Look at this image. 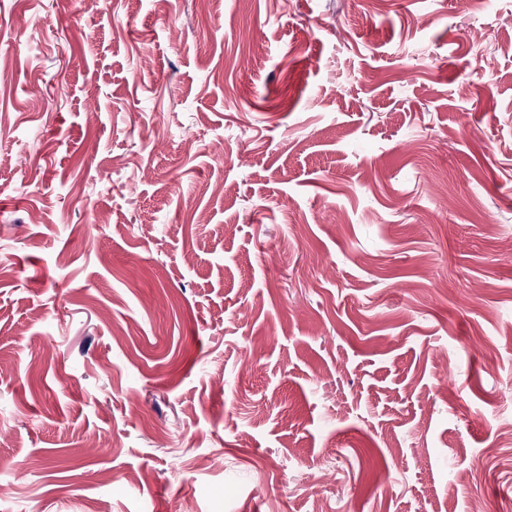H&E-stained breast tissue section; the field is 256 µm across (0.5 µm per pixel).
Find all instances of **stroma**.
<instances>
[{
    "label": "stroma",
    "instance_id": "1",
    "mask_svg": "<svg viewBox=\"0 0 512 512\" xmlns=\"http://www.w3.org/2000/svg\"><path fill=\"white\" fill-rule=\"evenodd\" d=\"M511 235L512 0H0V512H501Z\"/></svg>",
    "mask_w": 512,
    "mask_h": 512
}]
</instances>
